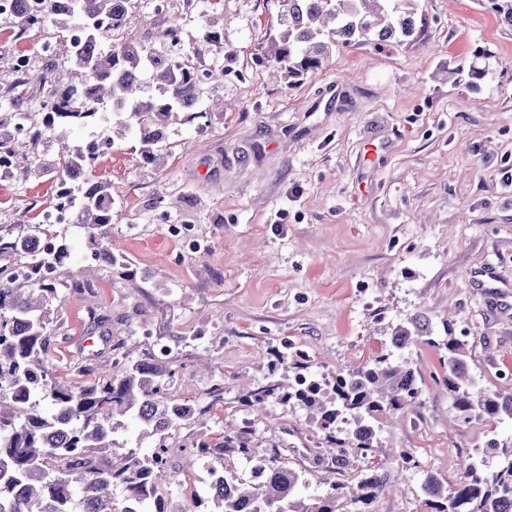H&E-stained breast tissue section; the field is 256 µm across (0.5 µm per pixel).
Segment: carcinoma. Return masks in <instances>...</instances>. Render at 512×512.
<instances>
[{
	"label": "carcinoma",
	"instance_id": "carcinoma-1",
	"mask_svg": "<svg viewBox=\"0 0 512 512\" xmlns=\"http://www.w3.org/2000/svg\"><path fill=\"white\" fill-rule=\"evenodd\" d=\"M421 2L279 0V28L267 38L262 63L273 77L294 84L321 69L340 44L402 45L424 31ZM480 2L512 27V0ZM135 22L132 0H43L41 12L13 19L20 34L47 24L66 31L53 53L70 61L75 82L52 89L38 112H1L0 153L25 160L39 143L61 136L59 128L92 126L96 100L112 104L118 134L131 135L143 159L160 162L167 122L182 114L191 123L203 112L201 81L186 57L113 41L114 33ZM86 82L93 84L92 99L82 90ZM81 161V145L65 150L50 170L53 182L64 181ZM79 205L80 224L96 253L111 266H125L112 239V185L89 177ZM42 234L55 238L32 217L0 224V257L24 258L33 269L21 279L0 267V512H173L170 487L179 482L174 455L224 471V483L209 500H193L191 512H375L384 493H406L401 475L411 468L421 472L423 512H512L510 441L491 438L467 452L451 486L407 450L377 459L383 420L421 405L419 377L403 357L412 346L439 352L448 397L463 421L512 422V390L481 386L466 367L467 337L453 335L451 322L443 324L442 336L427 319L400 323L384 350L328 379L311 373L303 354L279 352L266 383L241 389L238 400L253 407L270 400L299 405L325 450L327 471L351 467L348 477L308 499L301 494L307 485L302 467L277 449L248 453L251 425L212 430L214 410L224 406V380L206 390V404L174 409L169 345L136 356L120 342L104 373L95 355L86 359L83 371L93 380L76 384L59 376L49 345L61 326L55 307L61 282L79 288L91 280L65 264L70 253L64 243L30 254L33 237ZM97 296L87 293L91 326L112 337V322L97 313ZM341 415L352 420V430L336 427ZM188 427L201 433L194 443L181 435ZM232 451L265 470L264 480L232 468L225 457Z\"/></svg>",
	"mask_w": 512,
	"mask_h": 512
}]
</instances>
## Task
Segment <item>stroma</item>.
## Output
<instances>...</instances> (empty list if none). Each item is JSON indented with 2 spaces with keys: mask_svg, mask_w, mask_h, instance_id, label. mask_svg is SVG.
Instances as JSON below:
<instances>
[{
  "mask_svg": "<svg viewBox=\"0 0 512 512\" xmlns=\"http://www.w3.org/2000/svg\"><path fill=\"white\" fill-rule=\"evenodd\" d=\"M142 21L128 37L157 51L190 56L214 72L203 104L224 109L167 130L160 165L145 163L132 137H115L96 176L112 184V236L125 269L100 267L102 311L126 344L146 348L143 330L175 345L177 400H203L206 378L195 355L210 352L224 379L218 420L249 421L258 450L271 442L298 449L308 493L320 491L314 438L299 406L237 402L235 378L264 382L270 348L305 351L330 373L372 358L397 323L416 316L440 325L455 316L466 332V361L481 385L512 387V27L480 0H428L427 25L401 46H338L304 80H272L258 58L277 26L275 0H137ZM180 24L179 45L162 33ZM224 37L223 54L201 35ZM40 36L0 26V112L12 111L15 53ZM492 54L475 81L454 76L476 50ZM53 183L39 172L0 180V224L29 205H48ZM191 224L210 249L193 252L162 233ZM145 324L132 323L135 311ZM67 342L50 355L76 383L95 338L84 297L59 302ZM408 358L423 380L417 413L394 415L382 439L412 450L448 481L469 449L490 436L512 438L511 424L460 421L439 355L425 345Z\"/></svg>",
  "mask_w": 512,
  "mask_h": 512,
  "instance_id": "stroma-1",
  "label": "stroma"
}]
</instances>
